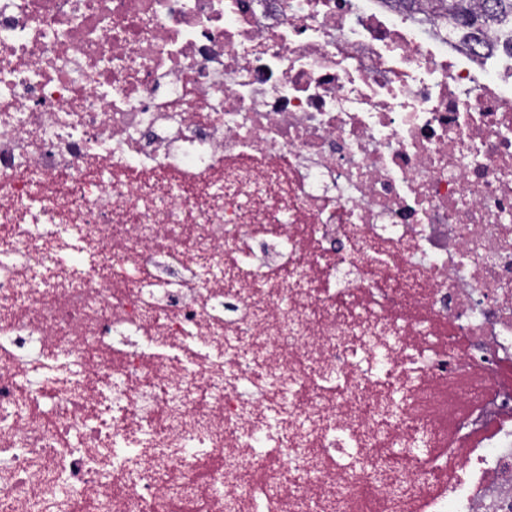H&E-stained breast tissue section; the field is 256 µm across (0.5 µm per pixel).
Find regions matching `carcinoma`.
Wrapping results in <instances>:
<instances>
[{"label": "carcinoma", "instance_id": "cac0c4a2", "mask_svg": "<svg viewBox=\"0 0 512 512\" xmlns=\"http://www.w3.org/2000/svg\"><path fill=\"white\" fill-rule=\"evenodd\" d=\"M493 9L485 13L474 0H432L434 13L448 19V26L479 41L485 31L499 25L512 30V0H490Z\"/></svg>", "mask_w": 512, "mask_h": 512}]
</instances>
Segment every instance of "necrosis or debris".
I'll return each mask as SVG.
<instances>
[{
  "label": "necrosis or debris",
  "instance_id": "necrosis-or-debris-1",
  "mask_svg": "<svg viewBox=\"0 0 512 512\" xmlns=\"http://www.w3.org/2000/svg\"><path fill=\"white\" fill-rule=\"evenodd\" d=\"M503 39L426 0H0V512H512Z\"/></svg>",
  "mask_w": 512,
  "mask_h": 512
}]
</instances>
